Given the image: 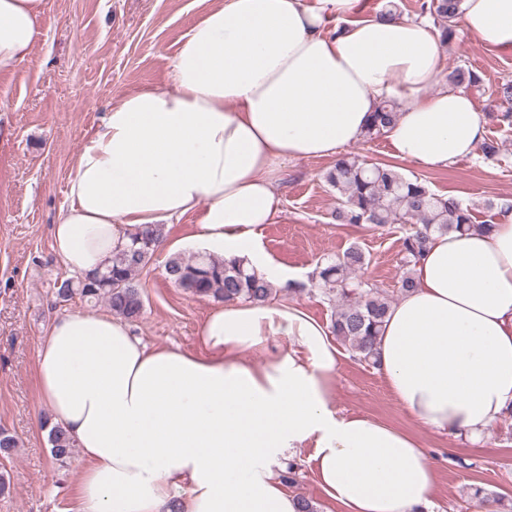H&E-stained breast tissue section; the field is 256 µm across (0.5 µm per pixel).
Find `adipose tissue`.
Wrapping results in <instances>:
<instances>
[{
	"instance_id": "1",
	"label": "adipose tissue",
	"mask_w": 512,
	"mask_h": 512,
	"mask_svg": "<svg viewBox=\"0 0 512 512\" xmlns=\"http://www.w3.org/2000/svg\"><path fill=\"white\" fill-rule=\"evenodd\" d=\"M359 0H213L181 38L161 88L120 97L83 145L52 249L80 276L128 232L196 214L211 255L240 258L278 288L291 277L257 244L281 210L289 163L362 140L385 100L397 159L427 168L484 136L466 93L437 89L444 53L425 22L357 17ZM49 0H0V72L30 60ZM340 19L331 36L326 26ZM461 25L512 49V0H462ZM377 340L378 370L432 431L480 442L512 419V211L490 231L434 234ZM288 349L257 365L266 337ZM340 352L299 305L224 304L195 351L156 347L112 315L52 320L37 355L49 423L87 461L77 512H302L275 468L312 443L342 512H424L435 467L410 434L334 407Z\"/></svg>"
}]
</instances>
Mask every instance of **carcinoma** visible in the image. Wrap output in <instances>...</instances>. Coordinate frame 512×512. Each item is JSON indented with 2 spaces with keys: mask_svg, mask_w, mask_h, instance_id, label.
<instances>
[{
  "mask_svg": "<svg viewBox=\"0 0 512 512\" xmlns=\"http://www.w3.org/2000/svg\"><path fill=\"white\" fill-rule=\"evenodd\" d=\"M460 5L461 0H424L420 5V15L432 19L443 45L456 35ZM450 81L455 86L471 87L479 82V76L460 67L452 73ZM494 95L507 105L499 121L512 128V79H502ZM397 117L395 105L381 103L372 112L363 138L384 135ZM324 180L338 194V206L333 213L336 223L372 229L389 224L414 225L403 239V261L409 270L399 281L402 293L415 287L410 267L427 250L433 234L491 228L489 223H475L472 208L462 199L438 194L422 178L406 177L388 165L369 163L354 154L339 157L324 173ZM164 238L162 224H150L135 231L105 270L56 280L52 288L55 302H68L76 296L90 303L103 301L113 313L131 324L136 323L144 308L136 275L150 263ZM364 265V254L353 246L335 261L318 263L308 283H288V290L301 293L320 288L336 296L338 305L332 321L336 339L359 360L373 365L375 345L391 307V297L375 284L355 279L356 271ZM164 278L186 293L224 302L265 303L276 295L264 275L247 268L243 260L218 259L206 253L188 258L179 254L171 256L164 267ZM48 443L54 460L62 465L75 452L74 441L60 427L50 428Z\"/></svg>",
  "mask_w": 512,
  "mask_h": 512,
  "instance_id": "1",
  "label": "carcinoma"
}]
</instances>
